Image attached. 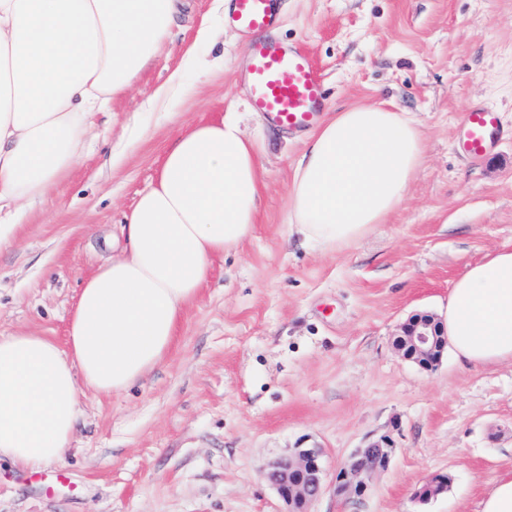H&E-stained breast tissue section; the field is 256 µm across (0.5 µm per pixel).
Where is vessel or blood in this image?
<instances>
[{"label":"vessel or blood","instance_id":"vessel-or-blood-1","mask_svg":"<svg viewBox=\"0 0 512 512\" xmlns=\"http://www.w3.org/2000/svg\"><path fill=\"white\" fill-rule=\"evenodd\" d=\"M232 22L255 35L244 73L253 109L291 131L313 126L325 102L324 81L312 55L274 35L275 0H233ZM499 134L498 113L485 106L468 108L462 117L458 146L470 160L482 161Z\"/></svg>","mask_w":512,"mask_h":512}]
</instances>
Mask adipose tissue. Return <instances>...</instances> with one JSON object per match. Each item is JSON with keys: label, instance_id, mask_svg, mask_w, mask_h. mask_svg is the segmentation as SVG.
Segmentation results:
<instances>
[{"label": "adipose tissue", "instance_id": "1", "mask_svg": "<svg viewBox=\"0 0 512 512\" xmlns=\"http://www.w3.org/2000/svg\"><path fill=\"white\" fill-rule=\"evenodd\" d=\"M182 0H0V247L16 215L79 163L94 113L165 49ZM403 113L358 104L306 140L288 190L291 233L320 250L386 223L422 163ZM254 145L237 120L184 129L156 184L126 218V243L86 279L68 346L0 336V461L35 470L64 461L80 387L119 395L167 356L217 259L251 236L259 209ZM444 325L471 366L512 362V250L468 266Z\"/></svg>", "mask_w": 512, "mask_h": 512}]
</instances>
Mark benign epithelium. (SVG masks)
<instances>
[{
	"instance_id": "obj_1",
	"label": "benign epithelium",
	"mask_w": 512,
	"mask_h": 512,
	"mask_svg": "<svg viewBox=\"0 0 512 512\" xmlns=\"http://www.w3.org/2000/svg\"><path fill=\"white\" fill-rule=\"evenodd\" d=\"M400 355L424 370H431L442 360L448 348L443 322L429 313L412 315L400 326L394 338ZM393 447L389 440L372 442L355 449L336 469L333 487L339 497H362L369 490L371 475L389 468ZM262 477L277 492L285 505L283 512H309V504L326 487V469L320 448H296L287 456L270 461ZM450 476L439 474L422 485L416 497L425 501L448 488Z\"/></svg>"
}]
</instances>
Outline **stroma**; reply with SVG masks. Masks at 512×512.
<instances>
[{
    "label": "stroma",
    "instance_id": "stroma-1",
    "mask_svg": "<svg viewBox=\"0 0 512 512\" xmlns=\"http://www.w3.org/2000/svg\"><path fill=\"white\" fill-rule=\"evenodd\" d=\"M278 34L323 69L333 115L361 103L409 113L425 159L402 206L356 244L322 252L288 230V185L306 132L255 112L236 73L253 38L220 0H184L162 55L98 113L78 166L17 216L0 248V335L65 345L82 283L124 241L179 129L236 113L257 145L251 237L215 261L164 361L120 395L81 389L64 463L0 465V512H283L261 476L272 458L322 449L328 474L355 449L393 442L361 498L324 491L311 512H480L512 476V363L472 367L446 351L426 371L392 341L410 316H442L467 265L512 248V0H279ZM224 64L195 77L193 57ZM182 73L190 93L161 109ZM487 104L501 133L472 164L463 112ZM448 474L447 492H415Z\"/></svg>",
    "mask_w": 512,
    "mask_h": 512
}]
</instances>
